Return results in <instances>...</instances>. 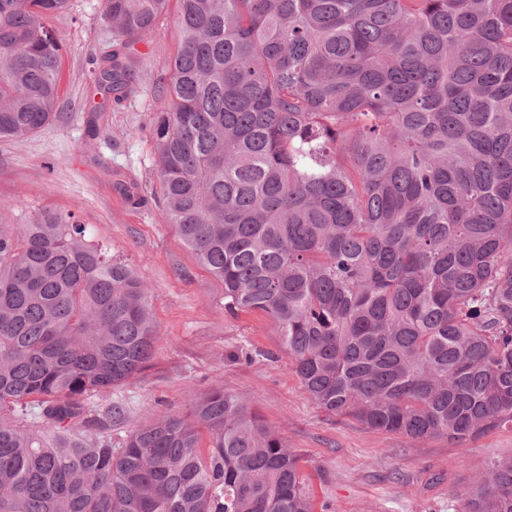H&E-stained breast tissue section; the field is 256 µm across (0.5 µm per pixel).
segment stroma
<instances>
[{
    "instance_id": "stroma-1",
    "label": "stroma",
    "mask_w": 512,
    "mask_h": 512,
    "mask_svg": "<svg viewBox=\"0 0 512 512\" xmlns=\"http://www.w3.org/2000/svg\"><path fill=\"white\" fill-rule=\"evenodd\" d=\"M176 12L132 52L136 91L121 104L97 90L89 60L114 43L101 0H71L49 18L62 39L59 115L38 133L0 142V221L44 209L74 213L88 235L146 275L159 336L149 366L93 400L124 409L120 441L149 419L185 412L215 386L244 399L301 456L315 512H461L474 478L512 456V429L461 444L376 432L318 407L288 350L260 312L224 310V286L200 267L153 199L150 129L169 106L165 90L177 45ZM98 115L100 130L88 121Z\"/></svg>"
}]
</instances>
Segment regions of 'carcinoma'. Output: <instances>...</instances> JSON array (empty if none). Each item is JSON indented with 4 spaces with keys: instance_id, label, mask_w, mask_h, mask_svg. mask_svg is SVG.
<instances>
[{
    "instance_id": "cac0c4a2",
    "label": "carcinoma",
    "mask_w": 512,
    "mask_h": 512,
    "mask_svg": "<svg viewBox=\"0 0 512 512\" xmlns=\"http://www.w3.org/2000/svg\"><path fill=\"white\" fill-rule=\"evenodd\" d=\"M170 0H102L96 87ZM157 198L224 309L323 410L457 444L512 427V0H175ZM70 0H0V141L57 117ZM144 277L72 216L0 224V512H313L301 457L215 386L112 445L91 399L157 341ZM208 446H202L203 438ZM462 512H512V457Z\"/></svg>"
}]
</instances>
